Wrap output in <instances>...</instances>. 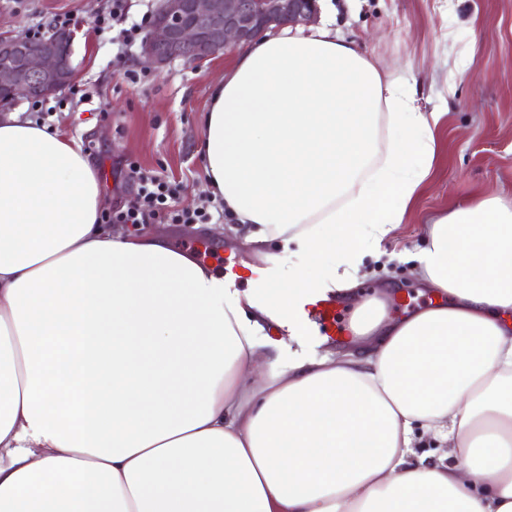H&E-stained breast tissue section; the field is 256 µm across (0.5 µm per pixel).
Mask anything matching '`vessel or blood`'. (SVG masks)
<instances>
[{"mask_svg": "<svg viewBox=\"0 0 512 512\" xmlns=\"http://www.w3.org/2000/svg\"><path fill=\"white\" fill-rule=\"evenodd\" d=\"M221 272L225 283L240 285L250 283L255 301L272 298L269 279L265 272L240 270L232 259H225ZM291 331L300 336H320L327 341L342 342L349 332L344 319L343 302L337 296L304 291L296 307Z\"/></svg>", "mask_w": 512, "mask_h": 512, "instance_id": "1", "label": "vessel or blood"}]
</instances>
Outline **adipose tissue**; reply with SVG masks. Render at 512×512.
<instances>
[{
    "instance_id": "1",
    "label": "adipose tissue",
    "mask_w": 512,
    "mask_h": 512,
    "mask_svg": "<svg viewBox=\"0 0 512 512\" xmlns=\"http://www.w3.org/2000/svg\"><path fill=\"white\" fill-rule=\"evenodd\" d=\"M417 95L325 22L229 57L201 166L245 243L295 249L271 307L102 224L81 144L0 114V512H512V203L426 224L438 303L362 301L336 354L267 333L295 289L350 292L401 223L436 154Z\"/></svg>"
}]
</instances>
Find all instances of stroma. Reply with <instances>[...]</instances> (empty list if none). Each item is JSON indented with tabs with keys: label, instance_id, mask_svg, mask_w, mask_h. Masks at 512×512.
Here are the masks:
<instances>
[{
	"label": "stroma",
	"instance_id": "35a3bbf8",
	"mask_svg": "<svg viewBox=\"0 0 512 512\" xmlns=\"http://www.w3.org/2000/svg\"><path fill=\"white\" fill-rule=\"evenodd\" d=\"M336 33L355 41L386 75L417 82L419 104L439 113L432 172L401 224L365 255L355 299L399 286L393 314L416 311L431 301L416 282L415 256L430 218L477 197L512 202V0H331ZM110 0H0V31L22 35L69 12L78 19L71 48L75 84L91 92L86 101L69 91L46 98V125L79 139L104 190V208L137 203L127 178L134 161L149 174L179 182L180 206L209 205L197 146L201 114L212 85L224 75V54L194 63L178 60L148 68L132 47L115 63L110 34L91 21ZM229 218L214 213L210 224L172 225L170 242L209 259L230 256L237 265H260L285 256L280 240L261 249L224 237Z\"/></svg>",
	"mask_w": 512,
	"mask_h": 512
}]
</instances>
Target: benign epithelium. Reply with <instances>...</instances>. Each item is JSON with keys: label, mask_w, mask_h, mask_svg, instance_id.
<instances>
[{"label": "benign epithelium", "mask_w": 512, "mask_h": 512, "mask_svg": "<svg viewBox=\"0 0 512 512\" xmlns=\"http://www.w3.org/2000/svg\"><path fill=\"white\" fill-rule=\"evenodd\" d=\"M319 0H160L140 54L155 68L201 62L261 36L271 26L317 21ZM73 33L52 30L37 44L0 32V89L52 96L71 84Z\"/></svg>", "instance_id": "obj_1"}]
</instances>
